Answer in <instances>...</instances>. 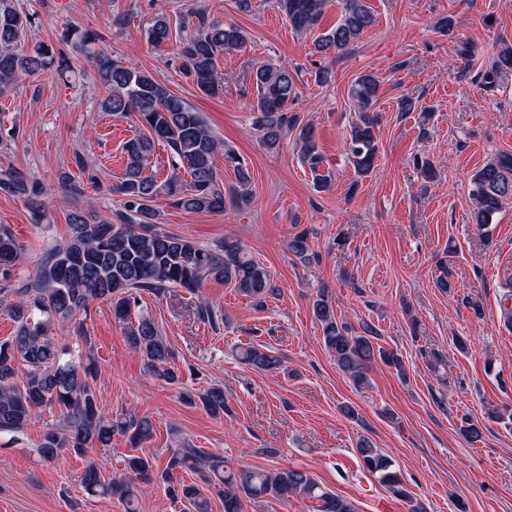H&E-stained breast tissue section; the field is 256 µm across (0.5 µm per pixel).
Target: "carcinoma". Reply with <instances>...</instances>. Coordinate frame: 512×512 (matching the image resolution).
I'll return each instance as SVG.
<instances>
[{
    "mask_svg": "<svg viewBox=\"0 0 512 512\" xmlns=\"http://www.w3.org/2000/svg\"><path fill=\"white\" fill-rule=\"evenodd\" d=\"M326 0H274V6L288 19L291 28L302 34L314 31ZM341 13L336 26L314 40L322 54L339 52L358 40L375 23L366 0H340ZM31 23V15L0 7V93L8 90L23 74L36 75L50 63L49 48L17 50ZM196 31L180 41L178 54L183 70L206 95L219 92L216 76L218 58L246 44L245 32L235 25L216 23L203 13L196 14ZM171 23L164 14L156 15L146 34L156 48L170 39ZM62 39L96 62L100 80L111 89L103 101L104 110L133 113L142 130L124 145L125 173L116 191L122 196L123 210L115 220H98L80 211L69 216L68 238L46 252L31 277L16 279L15 267L20 245L11 230L0 225V294L15 296L11 313L16 323L13 336L0 342V433H21L43 407L57 408L59 423L49 426L38 444L42 460L53 462L64 454H86L92 447L108 448L112 436H128L132 447L152 439L154 425L148 417L121 414L106 417L98 403V366L91 340L83 337L85 350L75 351L64 336H53L54 324L64 322L83 329L91 306L101 301L112 306L114 317L129 324L127 338L146 360L148 369L167 383L177 381L169 366L173 351L155 322L144 315L132 321V308L141 294L160 295L170 288L190 293L207 279L224 282L240 295L261 307L279 293L269 271L257 263L232 238H224L217 251L162 231L157 225L156 197L163 193L172 206L190 212L222 213L231 207L243 211L253 201L252 177L244 160L219 145L196 112L149 73L95 50L97 35L89 30L68 29ZM255 85L256 129L263 143L272 148L282 134L297 131L301 163L312 175L314 187L328 191L332 173L323 168L324 157L312 127L298 124L289 105L297 97V85L288 65L262 63L252 71ZM379 89L375 75L365 73L350 87L357 109L350 125L348 151L358 174L372 172L379 157L372 110ZM170 149L172 172L164 183L147 173L155 144ZM224 155V168L233 171L236 183L224 188L217 178L218 155ZM0 191L27 197L31 208L43 215L42 190L28 173L10 168L0 173ZM470 196L475 210L473 220L485 226L493 223L503 203L512 199V157L503 155L476 171L470 179ZM289 252L308 263L310 253L306 233L288 243ZM313 315L321 327V339L338 369L358 386L368 384V363L377 359L402 370L397 353L374 344L373 329L356 334L337 319L332 304L321 293L313 302ZM241 360L260 371L281 366L278 357L261 345L241 347ZM190 404L201 403L211 414L224 412V388L213 385L197 393H183ZM358 452L366 467L378 475L381 484L397 497L410 499L391 461L368 439H361ZM120 463L121 475L106 480L93 463L85 469L81 484L89 496L115 497L126 512H136L141 487L153 482L152 461L142 455H126ZM201 465L223 485L224 512H243V498L259 500L299 496L317 502V512H355L352 503L322 489L305 470H232L224 458L205 455L190 444L173 450L159 479L170 482L174 472ZM188 503V512H209V502L194 485H182L174 498Z\"/></svg>",
    "mask_w": 512,
    "mask_h": 512,
    "instance_id": "obj_1",
    "label": "carcinoma"
}]
</instances>
